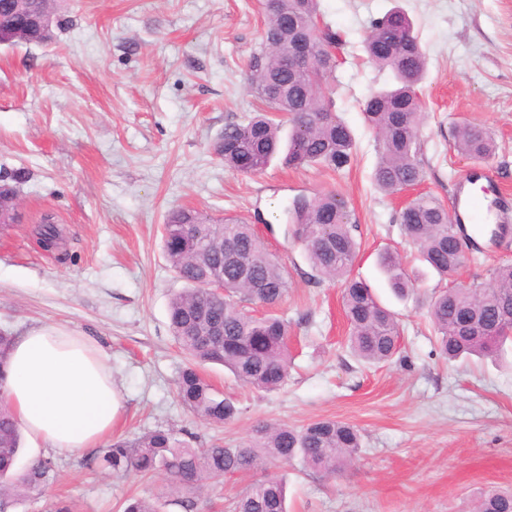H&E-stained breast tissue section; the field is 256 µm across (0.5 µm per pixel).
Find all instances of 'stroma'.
<instances>
[{"mask_svg":"<svg viewBox=\"0 0 512 512\" xmlns=\"http://www.w3.org/2000/svg\"><path fill=\"white\" fill-rule=\"evenodd\" d=\"M338 33L340 63L324 91L350 126L356 154L344 171L286 168L258 175L225 167L213 145L226 124L244 121L258 101L246 80L260 42L261 0H60L63 25L44 44L0 45V168H22L20 220L0 227V329L12 335L62 325L89 336L106 355L123 412L115 437L186 428L208 444L247 441L261 421L302 427L335 419L357 427L358 458L329 475L299 463L280 466L288 512H472L482 492L512 488V343L501 359L446 363L436 348L427 300L438 276L401 234L404 194L372 182L378 159L361 104L388 73L365 63L363 38L374 19L403 9L428 57L418 93L424 181L420 193L451 205L472 162L452 147L462 120L496 142L486 167L512 192V0H321ZM343 195L360 250L353 276L396 314L399 355L367 367L344 348L348 326L341 281L313 276L299 243L284 234L295 196ZM241 216L260 227L289 273L279 311L291 326L288 381L274 392L242 386L223 367L206 376L238 401L235 422L214 426L178 400L186 365L169 330L168 303L182 287L163 251L171 209ZM52 213L67 261L36 242ZM393 250L418 288L396 298L378 266ZM467 285L490 284L512 264V233L488 253L469 249ZM43 457L56 479L8 512H48L58 499L75 512H120L133 496H160L162 476L143 481L88 466L69 453L24 440L20 464Z\"/></svg>","mask_w":512,"mask_h":512,"instance_id":"35a3bbf8","label":"stroma"}]
</instances>
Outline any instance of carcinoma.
<instances>
[{"label":"carcinoma","mask_w":512,"mask_h":512,"mask_svg":"<svg viewBox=\"0 0 512 512\" xmlns=\"http://www.w3.org/2000/svg\"><path fill=\"white\" fill-rule=\"evenodd\" d=\"M319 11V0H282L275 9L263 6L261 43L250 56L247 77L263 109L245 122L224 126L214 150L225 167L257 174L277 156L287 167L316 165L339 171L351 164L353 133L315 80L317 76L328 80L335 69L328 49L338 41L335 32L311 23ZM296 39L306 43L313 62L290 70L282 58ZM382 41L394 45L395 51L381 53ZM364 51L371 65L393 78L389 87L364 100L362 114L378 136L379 158L372 180L381 191L394 194L424 178L420 130L425 113L417 89L428 61L411 21L400 11L372 22ZM287 123L291 129L284 140L281 133ZM452 137L455 150L476 163L488 161L495 152L491 133L481 125L461 122ZM287 214L292 235L303 246L312 270L320 277L345 279L342 305L351 354L369 366L392 361L399 349V323L365 282L350 276L358 243L345 200L333 192L299 196ZM400 225L406 240L442 279L451 280L467 260L458 249L455 224L437 197H415L403 209ZM57 235L54 217L43 215L37 243L43 247ZM162 240L171 267L185 284L168 307L171 333L188 357L176 381L177 397L208 423H230L241 409L214 387L199 366L221 364L243 385L258 391H274L285 384L290 326L276 308L287 293L288 272L265 246L255 225L244 218H226L218 224L199 210L176 208L166 217ZM379 266L396 294L405 296L416 288L398 253H381ZM216 279L224 282L221 296L207 289ZM491 280L488 287H446L430 297L427 312L445 359L496 356L512 341V326L500 324L512 315V264L495 268ZM13 342V336L0 332V396L1 375ZM191 438L193 434L186 431L156 428L132 440L113 441L87 464L114 474H160L176 495L172 504L183 512H199L205 486L226 477L261 470L269 463L295 461L335 474L356 460L362 448L355 427L332 419L302 428L263 423L248 441L233 447H195ZM20 450V424L0 400V512L55 479L49 459L35 458L19 467ZM163 507L155 498L141 497L127 500L123 512H162ZM231 508L232 512H287L284 478L262 473L242 489ZM475 512H512V492L486 491Z\"/></svg>","instance_id":"cac0c4a2"}]
</instances>
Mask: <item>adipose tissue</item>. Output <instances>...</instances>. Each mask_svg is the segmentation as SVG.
<instances>
[{
  "instance_id": "adipose-tissue-1",
  "label": "adipose tissue",
  "mask_w": 512,
  "mask_h": 512,
  "mask_svg": "<svg viewBox=\"0 0 512 512\" xmlns=\"http://www.w3.org/2000/svg\"><path fill=\"white\" fill-rule=\"evenodd\" d=\"M0 391L28 437L67 452L111 441L123 409L101 351L88 336L58 325L16 338Z\"/></svg>"
}]
</instances>
